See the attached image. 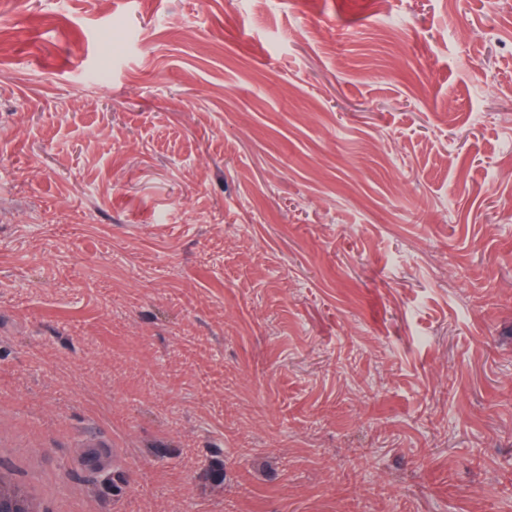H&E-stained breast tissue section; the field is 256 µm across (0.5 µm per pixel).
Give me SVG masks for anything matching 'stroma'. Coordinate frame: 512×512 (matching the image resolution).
<instances>
[{
  "mask_svg": "<svg viewBox=\"0 0 512 512\" xmlns=\"http://www.w3.org/2000/svg\"><path fill=\"white\" fill-rule=\"evenodd\" d=\"M0 44V471L512 512V0H0Z\"/></svg>",
  "mask_w": 512,
  "mask_h": 512,
  "instance_id": "stroma-1",
  "label": "stroma"
}]
</instances>
